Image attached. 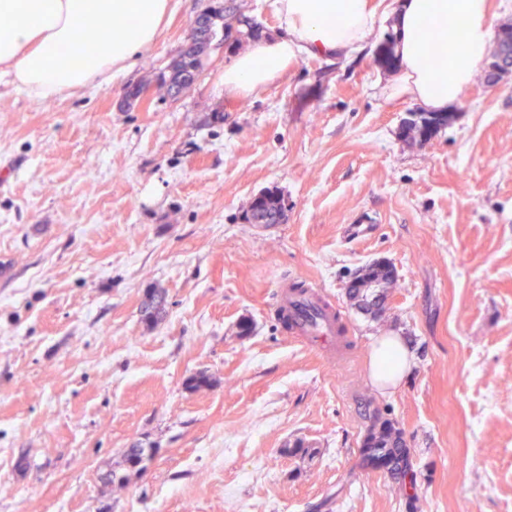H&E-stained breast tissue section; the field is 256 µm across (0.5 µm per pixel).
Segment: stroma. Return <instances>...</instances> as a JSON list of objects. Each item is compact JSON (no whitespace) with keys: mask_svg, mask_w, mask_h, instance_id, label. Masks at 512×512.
I'll return each mask as SVG.
<instances>
[{"mask_svg":"<svg viewBox=\"0 0 512 512\" xmlns=\"http://www.w3.org/2000/svg\"><path fill=\"white\" fill-rule=\"evenodd\" d=\"M210 3L173 0L108 83L37 101L0 78V512H405L356 467L370 400L405 432L420 512H512V73L476 77L421 144L400 137L418 103L385 92L386 25L248 96L225 92L234 54L214 47L171 99L160 77ZM138 83L148 107L122 106ZM267 188L286 222L245 223ZM375 261L396 284L371 318L344 288ZM291 276L340 308L347 363L282 328ZM155 284L169 312L150 329ZM383 336L414 354L393 390L370 376ZM199 372L210 386L187 391ZM134 444L155 454L131 473ZM168 293L158 285L147 288L139 312L141 322L147 327H156L167 316Z\"/></svg>","mask_w":512,"mask_h":512,"instance_id":"stroma-1","label":"stroma"}]
</instances>
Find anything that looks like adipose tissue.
I'll return each instance as SVG.
<instances>
[{"label": "adipose tissue", "instance_id": "ef3b65f1", "mask_svg": "<svg viewBox=\"0 0 512 512\" xmlns=\"http://www.w3.org/2000/svg\"><path fill=\"white\" fill-rule=\"evenodd\" d=\"M170 0H0V74L35 100L56 98L129 67L157 38ZM283 37L264 39L224 70V88L248 95L301 57L362 52L378 21L368 0H274ZM393 32L403 76L394 99L446 111L489 62L496 16L489 0H398ZM83 19L107 35L66 54ZM413 358L398 337H381L370 360L380 387H397Z\"/></svg>", "mask_w": 512, "mask_h": 512}]
</instances>
